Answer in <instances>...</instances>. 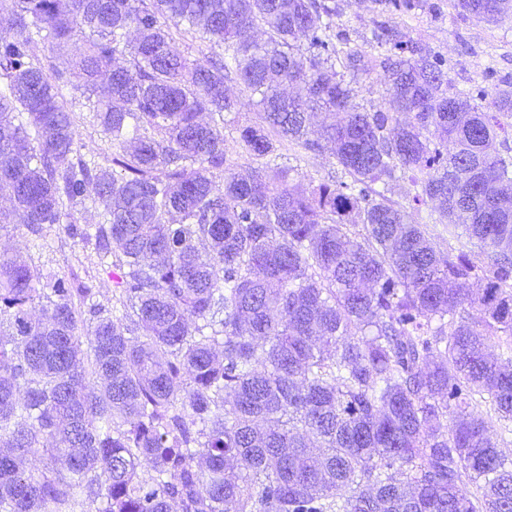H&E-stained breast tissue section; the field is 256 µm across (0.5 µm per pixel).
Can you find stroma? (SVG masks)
<instances>
[{
    "instance_id": "stroma-1",
    "label": "stroma",
    "mask_w": 512,
    "mask_h": 512,
    "mask_svg": "<svg viewBox=\"0 0 512 512\" xmlns=\"http://www.w3.org/2000/svg\"><path fill=\"white\" fill-rule=\"evenodd\" d=\"M336 2L337 27L348 29L352 46L362 50L367 59H374L378 47L372 35L376 22L384 18L381 6L377 0ZM396 22L411 39L444 60L450 88L466 92L478 87L491 90L495 85L512 82V17L488 23L459 15L453 0H427L426 6L398 16ZM63 95L82 154L95 157L100 164H110L111 143L94 123L86 94L69 86ZM279 162L292 167V182L302 187L344 177L341 166L326 149H285ZM42 235L44 244L37 248L25 228L0 224V253L19 257L44 273L75 272L93 288L100 302H112V279L100 267L93 243H74L56 224L44 226Z\"/></svg>"
}]
</instances>
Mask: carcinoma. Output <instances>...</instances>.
I'll return each instance as SVG.
<instances>
[{"label":"carcinoma","instance_id":"carcinoma-1","mask_svg":"<svg viewBox=\"0 0 512 512\" xmlns=\"http://www.w3.org/2000/svg\"><path fill=\"white\" fill-rule=\"evenodd\" d=\"M453 2L512 15V0ZM336 14L0 0V223L95 240L115 297L0 257V512H512V460L473 405L512 422V370L487 352H512V91L448 92L439 56L381 23L392 111L367 109L338 72L366 68L337 47ZM175 30L221 52L190 59ZM76 35L110 167L77 153L71 80L40 58ZM233 80L263 114L236 127L249 179L227 165ZM324 141L348 179L292 185L282 148ZM399 179L485 257L436 250L375 188ZM88 202L93 228L74 213ZM39 451L36 476L23 459Z\"/></svg>","mask_w":512,"mask_h":512}]
</instances>
